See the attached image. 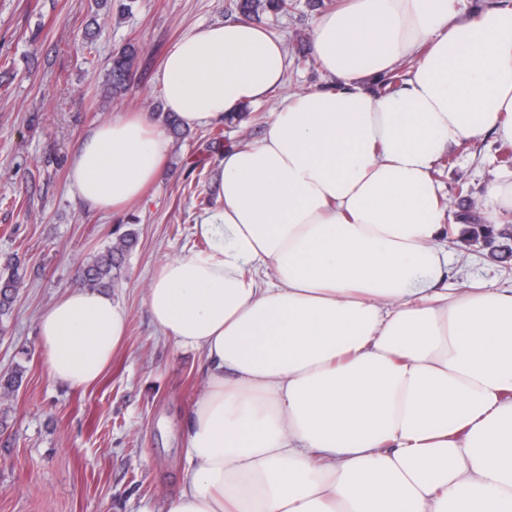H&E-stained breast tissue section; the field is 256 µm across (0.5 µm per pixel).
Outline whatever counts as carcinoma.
<instances>
[{
    "label": "carcinoma",
    "instance_id": "cac0c4a2",
    "mask_svg": "<svg viewBox=\"0 0 512 512\" xmlns=\"http://www.w3.org/2000/svg\"><path fill=\"white\" fill-rule=\"evenodd\" d=\"M291 0H237L238 12L249 18L258 19L260 15L272 12L286 13L291 8ZM138 49L127 44L112 55V63L103 84V98L118 99L132 92L131 76L138 65ZM407 66L403 65L379 82L377 93L388 94L399 89L405 81ZM455 201L458 207L460 228H448V240L466 246L484 245L490 256L498 261L505 259L503 252L496 246L512 237L511 224H491L485 217L477 216V204L472 198V188L465 180L455 186ZM137 236L128 231L119 235L115 242L87 263L82 272L84 285L88 288H107L118 277L123 268L125 256L134 248ZM22 280L13 273L0 280V312L6 311L20 288Z\"/></svg>",
    "mask_w": 512,
    "mask_h": 512
}]
</instances>
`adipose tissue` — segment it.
Masks as SVG:
<instances>
[{"mask_svg": "<svg viewBox=\"0 0 512 512\" xmlns=\"http://www.w3.org/2000/svg\"><path fill=\"white\" fill-rule=\"evenodd\" d=\"M340 0L317 17L330 88L284 98L265 135L225 148L209 243L164 264L156 325L200 351L181 493L166 512H512V289L442 288L452 209L438 159L512 142V7ZM396 92L374 94L408 57ZM283 42L248 22L168 50L165 108L188 128L265 101ZM170 141L143 112L74 155L83 205L124 210ZM126 329L111 294L68 288L42 313L50 375L97 382Z\"/></svg>", "mask_w": 512, "mask_h": 512, "instance_id": "1", "label": "adipose tissue"}]
</instances>
